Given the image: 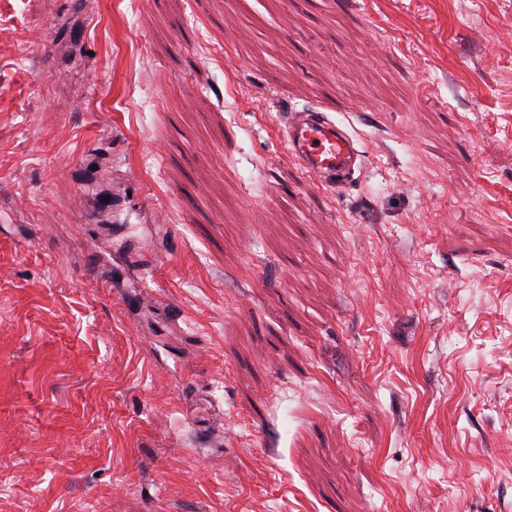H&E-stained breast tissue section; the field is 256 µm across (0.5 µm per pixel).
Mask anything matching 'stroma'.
<instances>
[{
	"mask_svg": "<svg viewBox=\"0 0 512 512\" xmlns=\"http://www.w3.org/2000/svg\"><path fill=\"white\" fill-rule=\"evenodd\" d=\"M0 33V512H512V0ZM285 103L358 134L353 187ZM281 132L290 157L323 186L343 189L359 178L363 152L357 138L318 107H290Z\"/></svg>",
	"mask_w": 512,
	"mask_h": 512,
	"instance_id": "stroma-1",
	"label": "stroma"
}]
</instances>
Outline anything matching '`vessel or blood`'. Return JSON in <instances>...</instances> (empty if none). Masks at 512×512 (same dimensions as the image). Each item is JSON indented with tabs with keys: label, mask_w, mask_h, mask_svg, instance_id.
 <instances>
[{
	"label": "vessel or blood",
	"mask_w": 512,
	"mask_h": 512,
	"mask_svg": "<svg viewBox=\"0 0 512 512\" xmlns=\"http://www.w3.org/2000/svg\"><path fill=\"white\" fill-rule=\"evenodd\" d=\"M281 132L291 158L323 186L343 189L359 178L363 152L357 138L319 108H289Z\"/></svg>",
	"instance_id": "vessel-or-blood-1"
}]
</instances>
